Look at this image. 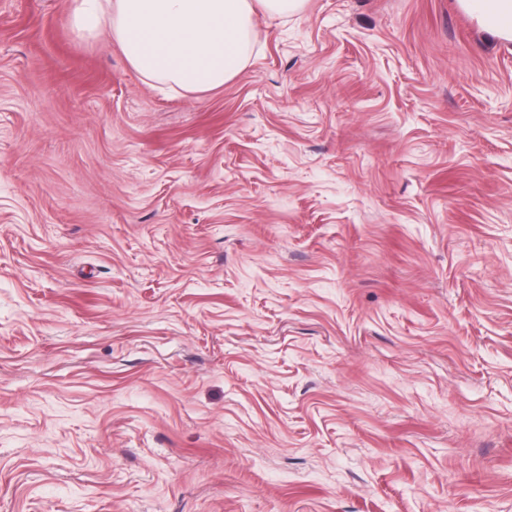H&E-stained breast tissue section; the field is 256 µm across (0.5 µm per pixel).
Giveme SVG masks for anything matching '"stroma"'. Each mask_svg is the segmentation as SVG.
Listing matches in <instances>:
<instances>
[{"mask_svg": "<svg viewBox=\"0 0 512 512\" xmlns=\"http://www.w3.org/2000/svg\"><path fill=\"white\" fill-rule=\"evenodd\" d=\"M0 0V512H512V42L257 13L164 92Z\"/></svg>", "mask_w": 512, "mask_h": 512, "instance_id": "35a3bbf8", "label": "stroma"}]
</instances>
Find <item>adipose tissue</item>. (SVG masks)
Returning <instances> with one entry per match:
<instances>
[{
	"label": "adipose tissue",
	"mask_w": 512,
	"mask_h": 512,
	"mask_svg": "<svg viewBox=\"0 0 512 512\" xmlns=\"http://www.w3.org/2000/svg\"><path fill=\"white\" fill-rule=\"evenodd\" d=\"M306 0H72L70 20L84 39L108 32L127 63L157 84L188 93L220 88L246 66L255 15L286 17ZM475 22L512 39V0H463Z\"/></svg>",
	"instance_id": "obj_1"
}]
</instances>
